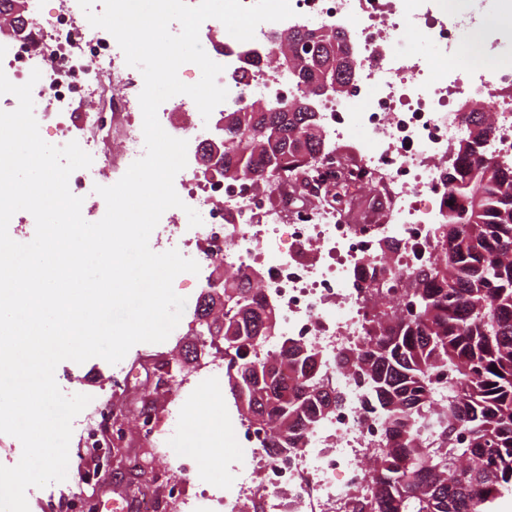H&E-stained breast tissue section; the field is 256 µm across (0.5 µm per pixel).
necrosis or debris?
Returning a JSON list of instances; mask_svg holds the SVG:
<instances>
[{
  "label": "necrosis or debris",
  "instance_id": "necrosis-or-debris-1",
  "mask_svg": "<svg viewBox=\"0 0 512 512\" xmlns=\"http://www.w3.org/2000/svg\"><path fill=\"white\" fill-rule=\"evenodd\" d=\"M299 20L335 25L347 20L356 37L360 77L343 94L322 102L327 147L305 165L312 174V197L342 182L351 192L373 191L381 200L365 222H350L327 205L281 210L272 197L288 184L270 178L261 188L248 181L227 183L206 171L185 169L174 180L182 201L197 210L202 223L189 227L166 211L156 239L180 237L201 265L215 261L260 274L261 293L277 314L281 335L300 347L314 348L316 373L340 402L312 426L302 447L268 453L265 430L240 416L224 425L247 464L235 483L224 488V512H241L243 503L258 512H351L352 495L367 494L374 453L385 441L384 426L372 410L356 371L340 368L346 345L361 346L373 316L371 297L382 292L406 302L407 272L432 263V228L448 221V153L468 135L452 104L467 96L493 121L489 155L512 161V36L493 35L490 50L501 63L492 72L475 66L457 69L463 47L458 30L484 15L474 0L468 15L448 10V0H290ZM78 0H26L21 30L0 34V70L17 85L32 70L41 78L33 98L48 103L36 112L40 129H53L58 145L77 141L92 158H106L113 131L123 133L121 156L131 165L145 153L135 109L144 80L128 68L114 37L82 18ZM261 23L254 40L209 50L222 65L219 85L227 104L239 106L259 96L276 102L297 97L287 72L271 65L277 49ZM435 43V62L405 57L394 46L404 32ZM257 57L247 82L236 74L246 57ZM119 79L122 109L106 112L95 99L107 82ZM362 128L364 142L350 140ZM397 243L386 251L385 243Z\"/></svg>",
  "mask_w": 512,
  "mask_h": 512
}]
</instances>
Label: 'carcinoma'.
Here are the masks:
<instances>
[{
    "instance_id": "cac0c4a2",
    "label": "carcinoma",
    "mask_w": 512,
    "mask_h": 512,
    "mask_svg": "<svg viewBox=\"0 0 512 512\" xmlns=\"http://www.w3.org/2000/svg\"><path fill=\"white\" fill-rule=\"evenodd\" d=\"M289 74L305 89L293 111L252 100L224 125V178L263 184L272 176L265 128L280 133L285 176L323 150L324 139L302 142L296 130L324 73L299 60ZM464 120L487 140L486 113L473 109ZM448 194V223L437 225L444 252L408 273L407 312L375 302L364 351L339 357L360 372L390 440L371 471V499L357 512H497L512 495V162L460 148L448 164ZM224 299V311L207 318L237 337L224 343L229 391L259 406L252 424L272 427L269 453L297 448L337 404L312 373L317 355L286 339L276 354L251 355L264 344L252 339L273 318L251 273L224 271Z\"/></svg>"
}]
</instances>
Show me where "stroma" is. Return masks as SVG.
Listing matches in <instances>:
<instances>
[{
	"label": "stroma",
	"mask_w": 512,
	"mask_h": 512,
	"mask_svg": "<svg viewBox=\"0 0 512 512\" xmlns=\"http://www.w3.org/2000/svg\"><path fill=\"white\" fill-rule=\"evenodd\" d=\"M222 265L202 268L197 279L177 276L173 287L185 297L186 306L179 325L161 343H139L112 365L100 358L78 364L61 362L56 370L58 385L64 394H87L93 399L110 398L118 404V414L128 418L132 413L151 410L163 422L166 440L158 446L145 444L135 429H127L125 438L113 449L117 466L111 475L101 477L89 493L97 503L96 512H140L136 496L137 477L141 467L162 472L163 462L174 461L181 449L194 451L195 466L182 477L193 486L206 488L224 481L232 482L237 473L232 467L234 454L223 450L224 416L235 413L236 406L223 376L207 371L210 357L201 353L203 340L220 344V337L209 336L195 315V308L207 281L223 276ZM168 355L180 362L176 387L160 392L154 378L153 359ZM126 371L127 389L112 393L113 369Z\"/></svg>",
	"instance_id": "obj_1"
}]
</instances>
